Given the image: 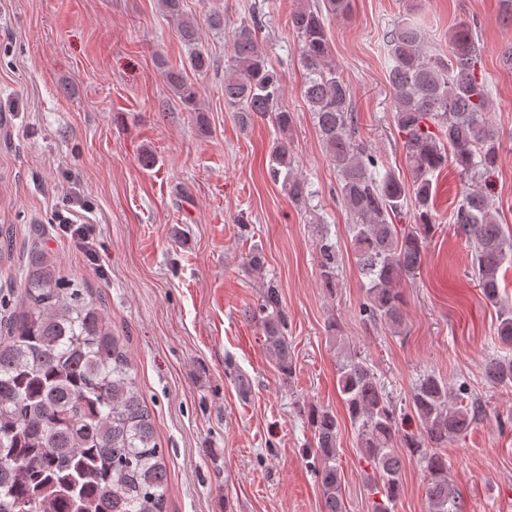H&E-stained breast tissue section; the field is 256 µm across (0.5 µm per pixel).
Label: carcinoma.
Listing matches in <instances>:
<instances>
[{
    "label": "carcinoma",
    "mask_w": 512,
    "mask_h": 512,
    "mask_svg": "<svg viewBox=\"0 0 512 512\" xmlns=\"http://www.w3.org/2000/svg\"><path fill=\"white\" fill-rule=\"evenodd\" d=\"M181 39L193 50L191 70L218 67L197 47L193 22L182 0H161ZM349 0H296L290 26L306 72L304 97L326 156L336 166L345 209L354 217L351 242L367 280L359 315L364 324L404 322L399 285L419 272L435 232L434 178L453 163L467 181L451 220L472 244V276L497 310L496 342L506 351L486 360L494 387L512 388V297L499 274L512 266V231L497 223L486 179L498 167L500 144L490 129L488 89L477 74L480 50L472 29L457 25L449 54L425 49L420 30L400 21L387 33L393 120L403 139L412 180L405 183L354 136L349 84L329 66L325 14L344 13ZM259 25L242 20L224 60V104L246 128L270 115L280 133L269 151V169L296 204L308 198L297 177L287 135L294 114L283 105L280 75L269 67ZM169 85L188 110L204 116L198 90L181 70ZM412 214L413 223L399 220ZM321 286L336 288V244L322 234L318 247ZM23 306L3 322L0 338V512H166L168 468L154 420L139 391L124 340L112 330L101 299L79 280L63 281L55 264L40 256L20 281ZM250 316L260 324L268 357L291 377L287 317L280 290L262 285ZM336 384L348 418L371 465L372 489L385 497L373 512H392L402 492L403 455L426 473L428 512H459V500L441 449L480 418L482 399L465 383L455 387L427 372L411 392L417 432H402L377 374L357 354L337 362ZM313 431L324 512H345L336 465L340 425L329 409L303 411Z\"/></svg>",
    "instance_id": "cac0c4a2"
}]
</instances>
